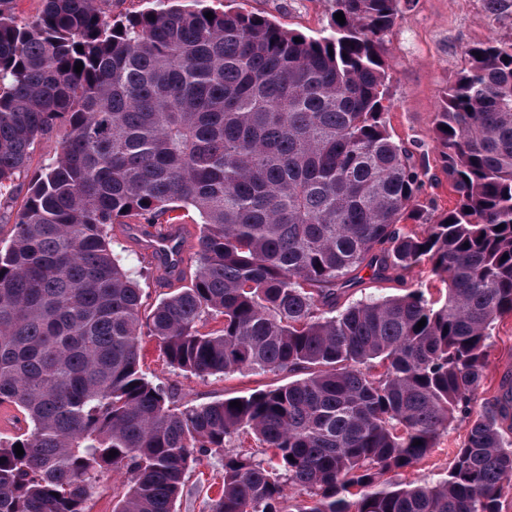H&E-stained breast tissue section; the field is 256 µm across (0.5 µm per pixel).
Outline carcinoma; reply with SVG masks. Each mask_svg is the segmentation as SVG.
Returning <instances> with one entry per match:
<instances>
[{
    "mask_svg": "<svg viewBox=\"0 0 512 512\" xmlns=\"http://www.w3.org/2000/svg\"><path fill=\"white\" fill-rule=\"evenodd\" d=\"M97 2L44 0L19 23L0 0V196L66 129L0 248V406L24 422L0 439V512H88L116 471L114 512H174L208 451L224 455L210 512H501L512 389L472 401L512 313V39L469 47L444 92L435 131L457 201L436 213L385 120L401 0H332L345 23L318 36L206 8L119 30ZM179 209L200 219L195 271L148 308L110 231ZM422 265L447 286L439 307L420 288L341 303L358 269ZM144 336L184 375L302 377L180 408L143 372ZM454 420L467 434L443 478L379 483ZM243 434L261 456L234 448ZM289 489L312 504L290 508ZM61 135L62 134L52 138L43 139L35 145L29 164V176L34 171L45 168L53 161V159H55L56 154L60 148Z\"/></svg>",
    "mask_w": 512,
    "mask_h": 512,
    "instance_id": "obj_1",
    "label": "carcinoma"
}]
</instances>
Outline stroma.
Instances as JSON below:
<instances>
[{
  "mask_svg": "<svg viewBox=\"0 0 512 512\" xmlns=\"http://www.w3.org/2000/svg\"><path fill=\"white\" fill-rule=\"evenodd\" d=\"M208 7L242 10L267 18L284 29L316 35L331 22L330 0H207ZM402 12L386 39L389 62V99L385 118L396 141L414 155L425 172L423 196L434 200L438 210L454 207L457 195L439 159L434 118L444 90L466 65L468 47L491 38H512V17L489 19L483 0H403ZM112 246L127 266L137 273L146 304H154L169 291L156 279L141 251L137 237L117 224L112 228ZM421 273L412 271L404 278L372 277L360 270L344 296L352 302L402 294L416 287ZM143 369L154 381L176 385L185 403L195 404L245 395L291 381L285 372L241 371L222 377L184 376L163 360L154 338L141 341ZM512 380V316L498 319L489 340L488 365L474 398L475 405L501 395ZM467 433L465 423L452 421L439 444L424 459L399 472L401 484L433 483L443 477L448 460ZM224 458L219 453L202 456L193 466L191 478L175 512H209V500L221 485Z\"/></svg>",
  "mask_w": 512,
  "mask_h": 512,
  "instance_id": "stroma-1",
  "label": "stroma"
}]
</instances>
